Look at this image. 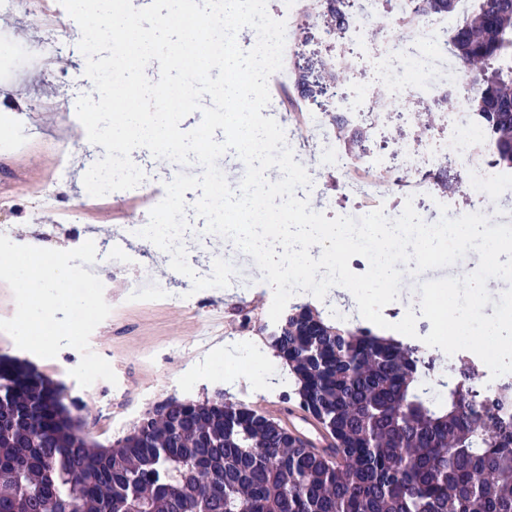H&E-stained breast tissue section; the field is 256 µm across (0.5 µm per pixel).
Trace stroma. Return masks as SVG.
<instances>
[{"label": "stroma", "mask_w": 512, "mask_h": 512, "mask_svg": "<svg viewBox=\"0 0 512 512\" xmlns=\"http://www.w3.org/2000/svg\"><path fill=\"white\" fill-rule=\"evenodd\" d=\"M77 30V23L64 11L57 26H46L38 0H14L13 6L0 8V38L9 47L8 52H0V225H11L23 245L70 250L79 238L104 237L126 240V252L133 253L138 240L129 236L126 222L132 218L147 223L155 201L165 195L163 181L104 196L114 214L112 223H89L87 211L96 199L85 192L83 176L103 148L76 136L69 144L57 143L58 128L76 121L74 110L66 107L52 117L41 114L48 101L89 91L80 72L83 55ZM268 86L277 117L298 124L307 101L296 75L274 73ZM449 122L445 111L438 110L429 129L420 132L412 124L386 128L373 146L389 148L404 140L425 156L434 138L447 135ZM62 167L68 170L64 180L57 177ZM319 175L326 193L310 198L313 210L330 219L361 210V203L341 193L340 175L326 169ZM50 181L56 184L55 200L45 204L40 192ZM476 257L471 251L454 265L426 271L423 277L405 275L398 300L383 310L385 319L401 320L407 307L419 301L416 287L421 279L462 276ZM97 265L111 312L93 331L90 348L111 364L115 374L127 377L125 394H116L105 380L81 387L70 374L81 360L74 348L42 359L19 349L10 335L0 332V354L25 360L46 378L64 385L66 404L84 418L92 440L112 445L129 434L146 411L172 398L213 399L225 392L269 414L291 394L288 382L273 387L259 384L255 368L242 365L239 351L228 342L218 341L203 354L197 351V338L213 309H220L226 329L233 332L243 310L264 305L271 287L255 262L234 260L241 277L234 292L205 289L187 298L180 287L171 285L169 263L153 265L152 287L137 294L128 288V276L114 273L108 253L99 255Z\"/></svg>", "instance_id": "stroma-1"}]
</instances>
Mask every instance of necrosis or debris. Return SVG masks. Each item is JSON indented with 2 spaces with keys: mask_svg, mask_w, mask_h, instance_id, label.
<instances>
[{
  "mask_svg": "<svg viewBox=\"0 0 512 512\" xmlns=\"http://www.w3.org/2000/svg\"><path fill=\"white\" fill-rule=\"evenodd\" d=\"M416 0H350V21L342 41L350 56L364 53L381 58L385 76L378 86L358 82L352 92H334L331 107L312 102L306 114L309 126H289L285 129L286 143L293 152L316 150L326 166L346 170L351 158L344 153L332 115H340L352 127L375 133L381 128L403 121L400 112L377 110V103L408 93L416 104L436 108L449 94L466 97L471 90L457 61L447 53L448 34L457 22L456 17L442 15L437 18L421 17L415 11ZM399 21L401 28L395 41H386L381 31L372 25L381 13ZM411 154L407 143H400L388 153L369 152L359 163L370 172L365 181H348L344 184L347 196L364 199L379 191L377 174L390 177L392 188L402 191L413 202L423 205L432 220H439L441 204L448 198L438 193L427 170L407 166ZM437 163L442 167H461L471 170L472 176L466 191L473 201V209L485 212V187L494 184L499 195L512 199V170L494 166L491 147L481 134L468 110L458 114L452 132L442 144Z\"/></svg>",
  "mask_w": 512,
  "mask_h": 512,
  "instance_id": "4bbe7bcc",
  "label": "necrosis or debris"
}]
</instances>
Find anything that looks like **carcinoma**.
<instances>
[{"instance_id": "obj_1", "label": "carcinoma", "mask_w": 512, "mask_h": 512, "mask_svg": "<svg viewBox=\"0 0 512 512\" xmlns=\"http://www.w3.org/2000/svg\"><path fill=\"white\" fill-rule=\"evenodd\" d=\"M459 0H419L421 14L450 15ZM349 0H329L317 22L341 33ZM448 50L473 91L463 103L512 169V0H472ZM325 86L340 65L316 62ZM354 158L371 137L333 117ZM453 191L457 177L434 176ZM286 359L298 408L334 453L291 438L282 420L224 395L182 401L149 416L109 448L90 440L64 387L0 355V512H512V387L487 399L474 370L454 367L445 392L423 385L416 341L333 321L295 304L266 337Z\"/></svg>"}]
</instances>
